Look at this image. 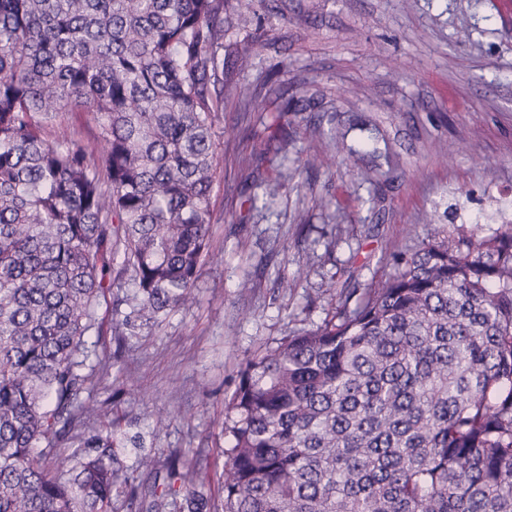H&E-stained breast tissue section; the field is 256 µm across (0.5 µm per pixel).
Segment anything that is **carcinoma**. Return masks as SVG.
I'll return each mask as SVG.
<instances>
[{
    "mask_svg": "<svg viewBox=\"0 0 512 512\" xmlns=\"http://www.w3.org/2000/svg\"><path fill=\"white\" fill-rule=\"evenodd\" d=\"M259 20L255 0H0V512H111L120 488L135 512H512L511 222L391 253L331 318L250 354L215 494L188 454L140 491L80 400L110 367L87 366L102 300L135 288L121 339L194 299L219 113L257 97L224 79L254 38L224 39ZM76 111L94 140L59 131Z\"/></svg>",
    "mask_w": 512,
    "mask_h": 512,
    "instance_id": "carcinoma-1",
    "label": "carcinoma"
}]
</instances>
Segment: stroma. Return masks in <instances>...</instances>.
Returning <instances> with one entry per match:
<instances>
[{"mask_svg":"<svg viewBox=\"0 0 512 512\" xmlns=\"http://www.w3.org/2000/svg\"><path fill=\"white\" fill-rule=\"evenodd\" d=\"M257 10V55L233 78L273 81L283 97L249 112L224 101L214 258L194 303L117 341L112 321L131 310L125 288L122 301L101 303L89 338L113 360L82 399L118 419L113 451L137 477L154 448L158 471L190 453L217 482L224 397L241 362L328 317L327 286L366 284L390 253L427 239L425 215L485 234L512 221V0H288L281 14L263 0ZM299 99L304 110L284 113ZM330 115L344 137L328 166L306 168L324 148L316 127ZM283 136L284 156L275 151ZM353 151L372 181L353 172ZM278 174L287 189L267 200L255 178Z\"/></svg>","mask_w":512,"mask_h":512,"instance_id":"obj_1","label":"stroma"}]
</instances>
